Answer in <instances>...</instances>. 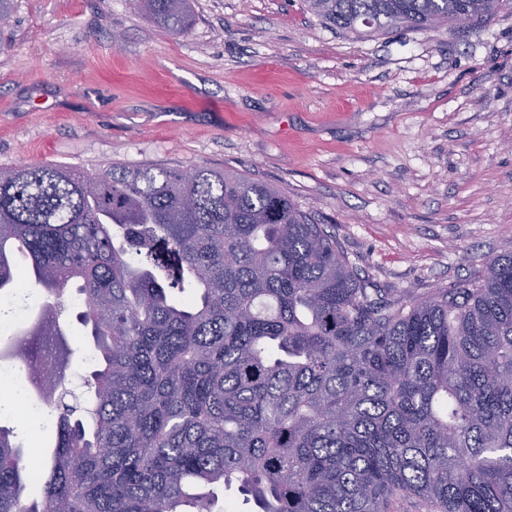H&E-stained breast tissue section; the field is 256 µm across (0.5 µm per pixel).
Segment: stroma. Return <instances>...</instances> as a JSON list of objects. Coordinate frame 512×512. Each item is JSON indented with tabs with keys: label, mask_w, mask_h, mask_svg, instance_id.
<instances>
[{
	"label": "stroma",
	"mask_w": 512,
	"mask_h": 512,
	"mask_svg": "<svg viewBox=\"0 0 512 512\" xmlns=\"http://www.w3.org/2000/svg\"><path fill=\"white\" fill-rule=\"evenodd\" d=\"M174 36L127 0H14L0 167L208 165L269 183L381 291L512 253V0L469 29L338 30L305 0H191ZM77 393L92 338L66 318ZM23 449L55 417L0 408Z\"/></svg>",
	"instance_id": "obj_1"
}]
</instances>
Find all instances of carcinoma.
<instances>
[{"label":"carcinoma","mask_w":512,"mask_h":512,"mask_svg":"<svg viewBox=\"0 0 512 512\" xmlns=\"http://www.w3.org/2000/svg\"><path fill=\"white\" fill-rule=\"evenodd\" d=\"M185 34L190 0H127ZM342 31L470 27L503 0H307ZM57 416L31 463L0 426V512H512V255L420 296L360 278L276 188L199 165L0 168V291ZM77 285L96 366L65 386ZM28 300H29L30 305L40 302L41 301L40 290L38 288H32L29 293ZM29 304L27 302L21 306L16 307V309L14 311L13 319H11L7 322H4L3 320H7V319L11 318L10 308L3 306L0 309V318H1L0 334H3L4 332L9 331V330H13V329L17 328L20 324H22L24 321H26V319H28L27 321H30L36 316L39 306L32 307L29 311L28 318H26V310H27Z\"/></svg>","instance_id":"obj_1"}]
</instances>
